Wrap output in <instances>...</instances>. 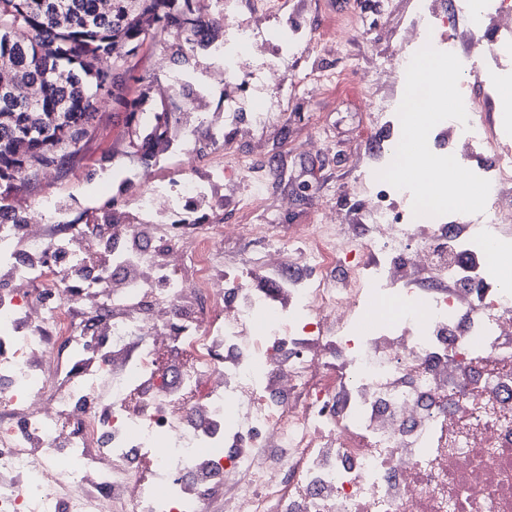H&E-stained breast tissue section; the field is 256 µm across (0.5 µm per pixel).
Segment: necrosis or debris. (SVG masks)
Returning <instances> with one entry per match:
<instances>
[{
    "label": "necrosis or debris",
    "instance_id": "necrosis-or-debris-1",
    "mask_svg": "<svg viewBox=\"0 0 512 512\" xmlns=\"http://www.w3.org/2000/svg\"><path fill=\"white\" fill-rule=\"evenodd\" d=\"M234 2L223 48H206L217 74L271 48L283 84L341 82L286 67L346 41L347 24L315 33L288 0H258L259 22L242 25ZM428 44L458 53L468 116L428 145L490 181L480 214L414 216L410 192L376 178ZM379 76L391 93L367 99L379 162L358 169L355 234L298 224L280 242L269 224L200 216L210 182L251 167L224 152L226 135L281 107L259 95L248 108L224 98L208 181L190 175L187 121L171 157L185 178L127 169L129 219L59 225L52 199L24 224L19 206L0 212V512H512V0H413L365 88ZM229 238L260 249L226 264ZM443 278L467 287L436 289Z\"/></svg>",
    "mask_w": 512,
    "mask_h": 512
}]
</instances>
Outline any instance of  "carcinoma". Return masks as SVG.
Here are the masks:
<instances>
[{"label": "carcinoma", "mask_w": 512, "mask_h": 512, "mask_svg": "<svg viewBox=\"0 0 512 512\" xmlns=\"http://www.w3.org/2000/svg\"><path fill=\"white\" fill-rule=\"evenodd\" d=\"M207 17L194 0H0V188L4 193L38 171L76 156L95 132L97 103L111 99L129 112L130 145L143 150L177 134L173 113L140 123L150 82L123 77L127 58L149 39L176 63L197 57L224 26V0Z\"/></svg>", "instance_id": "obj_1"}]
</instances>
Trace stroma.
I'll return each mask as SVG.
<instances>
[{
    "instance_id": "obj_1",
    "label": "stroma",
    "mask_w": 512,
    "mask_h": 512,
    "mask_svg": "<svg viewBox=\"0 0 512 512\" xmlns=\"http://www.w3.org/2000/svg\"><path fill=\"white\" fill-rule=\"evenodd\" d=\"M377 3L289 0V12L306 28L323 31L351 21L344 46L297 61L303 69L344 71L346 79L342 89L318 96L296 89L287 109L270 124L239 133L234 146L250 154L253 163L249 174H237L213 186L224 202L220 216L225 223H240L237 201L259 187L264 190L266 206L254 220L276 225L280 236H287L292 225L312 223L321 208L340 212L345 223L353 222L360 202L352 192L357 172L350 159H372L364 135L369 116L362 76L393 48L396 32L411 10V0H393L388 11L380 10ZM176 70L169 52L151 42L129 58L127 79L145 78L153 83L146 111L165 107L171 95L169 77ZM310 137L319 141L320 153L301 149V141ZM142 159L129 146L127 112L107 100L99 106L97 132L79 156L60 168L40 171L35 180L20 187L18 195L33 206L47 198L58 199L60 222L89 223L113 193V170L140 164Z\"/></svg>"
}]
</instances>
